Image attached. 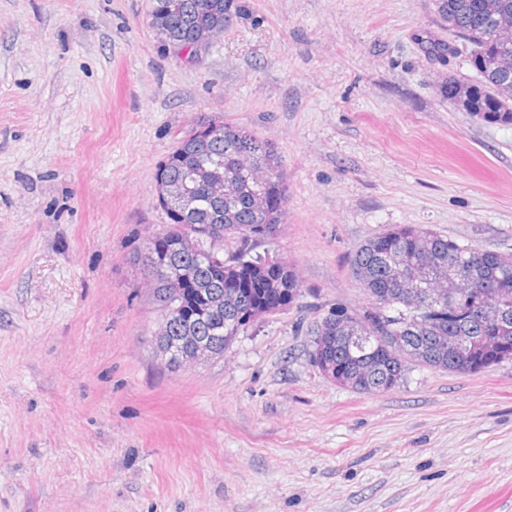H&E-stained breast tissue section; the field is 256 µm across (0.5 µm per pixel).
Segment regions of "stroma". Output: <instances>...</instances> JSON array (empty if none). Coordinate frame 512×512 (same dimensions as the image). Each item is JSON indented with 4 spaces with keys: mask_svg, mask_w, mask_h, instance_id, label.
Returning <instances> with one entry per match:
<instances>
[{
    "mask_svg": "<svg viewBox=\"0 0 512 512\" xmlns=\"http://www.w3.org/2000/svg\"><path fill=\"white\" fill-rule=\"evenodd\" d=\"M149 10L0 0V512H512V362L364 394L311 358L369 304L349 259L372 235L512 252V126L448 100L478 76L435 0H232L199 63ZM205 118L275 145L287 215L256 251L301 293L170 370L134 258Z\"/></svg>",
    "mask_w": 512,
    "mask_h": 512,
    "instance_id": "stroma-1",
    "label": "stroma"
}]
</instances>
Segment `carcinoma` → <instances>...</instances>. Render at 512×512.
Returning <instances> with one entry per match:
<instances>
[{"label":"carcinoma","instance_id":"cac0c4a2","mask_svg":"<svg viewBox=\"0 0 512 512\" xmlns=\"http://www.w3.org/2000/svg\"><path fill=\"white\" fill-rule=\"evenodd\" d=\"M226 0H152L150 25L158 37L176 34L194 41L202 28L224 25ZM448 30L481 48L470 57L480 79L473 85L451 78L448 91L467 90L461 107L485 120L512 125V74L502 75L491 63L502 49L490 38L495 21L512 13V0H437ZM224 136L207 139L188 134L177 142L156 173V197L169 224L137 254L145 273L158 260L171 268L197 267L199 286L176 292L164 281L153 282L162 312L160 329L167 348L166 365L181 367L197 344L224 355L230 343L258 319L290 306L300 283L289 265L254 252L283 223L288 185L273 144L230 122H220ZM222 179L230 185L224 199L209 192ZM224 233L235 244L224 252L211 247L207 233ZM428 272L429 289L442 287L448 276L473 285L462 311L448 315L436 303L414 297L410 269ZM352 275L363 285L370 306L357 314L337 312L314 329L311 355L317 367L337 384L359 393L388 391L403 377L409 350H421L418 364L460 374L512 361V262L491 251L462 244L429 228L395 225L361 243L350 259ZM365 330L362 349L349 336Z\"/></svg>","mask_w":512,"mask_h":512}]
</instances>
